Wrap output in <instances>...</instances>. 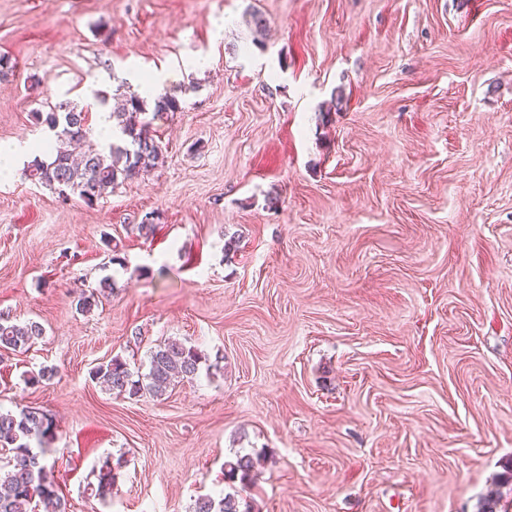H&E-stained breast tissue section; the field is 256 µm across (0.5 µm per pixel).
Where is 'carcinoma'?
<instances>
[{
    "label": "carcinoma",
    "instance_id": "1",
    "mask_svg": "<svg viewBox=\"0 0 512 512\" xmlns=\"http://www.w3.org/2000/svg\"><path fill=\"white\" fill-rule=\"evenodd\" d=\"M176 92L150 89L147 96L131 93L110 118L115 122L117 140L101 148L90 143L89 111L68 102H60L42 119L55 140L42 145L49 160L34 158L25 175L30 180L53 189L58 197L68 200L76 196L92 204L119 184L151 172L162 156V146L151 133L152 121L168 113L181 111ZM112 288L109 280L99 282L98 292L80 293L77 306L88 312L95 306L96 294ZM44 335L41 324L14 322L0 313V350L26 352ZM202 355L184 341L169 339L149 351L148 373L134 378L128 364L119 357L93 369L92 378L104 390L131 398L148 394L162 396L174 378L193 379L200 370ZM56 435L51 416L39 407L25 405L17 411L0 410V446L9 449L7 465L0 467V512H21L31 501L42 512H68V504L44 462L42 445ZM265 459L264 450L237 453L224 461V477L249 488L254 472ZM121 461H103L95 495L112 489ZM253 505L242 501L239 494L226 493L220 500L209 495L198 497L191 512H252Z\"/></svg>",
    "mask_w": 512,
    "mask_h": 512
}]
</instances>
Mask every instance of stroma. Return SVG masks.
I'll list each match as a JSON object with an SVG mask.
<instances>
[{"label": "stroma", "instance_id": "35a3bbf8", "mask_svg": "<svg viewBox=\"0 0 512 512\" xmlns=\"http://www.w3.org/2000/svg\"><path fill=\"white\" fill-rule=\"evenodd\" d=\"M0 55V312L45 329L0 353V409L52 416L70 512H191L252 448L259 512H512V0H0ZM155 72L157 168L91 206L25 176L36 113L98 127ZM171 338L220 369L92 381Z\"/></svg>", "mask_w": 512, "mask_h": 512}]
</instances>
